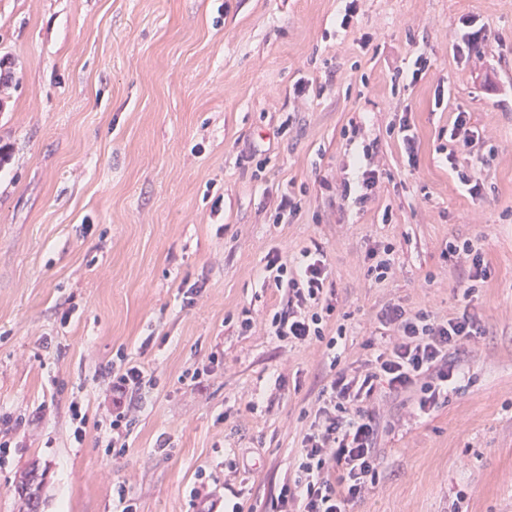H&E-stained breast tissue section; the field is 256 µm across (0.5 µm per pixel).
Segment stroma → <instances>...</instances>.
Listing matches in <instances>:
<instances>
[{"instance_id": "1", "label": "stroma", "mask_w": 512, "mask_h": 512, "mask_svg": "<svg viewBox=\"0 0 512 512\" xmlns=\"http://www.w3.org/2000/svg\"><path fill=\"white\" fill-rule=\"evenodd\" d=\"M345 5L0 0V438L12 443L0 512H19L16 477L33 465L42 512H115L120 483L139 512H196L195 488L268 512L330 361L322 345L268 336L280 294L261 285L265 254L292 263L322 247L333 317L348 329L340 365L355 369L380 338L383 304L441 320L456 311L461 274L446 245L457 238L489 265L474 297L486 333L460 350V381L428 413L416 388L379 398V479L350 510L512 512V0H357L342 31ZM468 17L491 29L480 62L453 51ZM420 54L422 80L394 85ZM460 110L486 137L472 150L478 199L437 151ZM405 111L413 168L388 134ZM370 144L378 184L366 203L340 200ZM290 189L301 212L274 223ZM386 243L393 269L378 282L368 250ZM245 309L255 327L242 336ZM120 352L150 382L117 456L105 393ZM206 363V381L184 379ZM74 401L88 418L80 443Z\"/></svg>"}]
</instances>
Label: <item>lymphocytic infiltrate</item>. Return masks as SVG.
I'll list each match as a JSON object with an SVG mask.
<instances>
[{"label":"lymphocytic infiltrate","instance_id":"obj_1","mask_svg":"<svg viewBox=\"0 0 512 512\" xmlns=\"http://www.w3.org/2000/svg\"><path fill=\"white\" fill-rule=\"evenodd\" d=\"M480 139L467 112H457L440 145L449 168L472 197L483 194L484 183L474 168L461 166L460 154ZM449 257L458 259L464 279L459 312L439 320L425 311L409 312L390 302L376 312L379 329L393 332L390 345L378 350L364 369H339L320 391L314 418L302 440L291 478L283 481L270 503V512H347L379 477L375 442L379 419L375 402L380 394L398 395L419 387L420 412H427L442 394L455 388L461 373L455 361L462 346L484 335L479 314L470 300L488 277L484 256L471 240H453ZM265 285L277 288L281 302L268 316L271 336L281 345L316 342L335 353L347 335L345 324L329 328L334 311L333 289L327 286L326 264L320 245L304 248L295 264L267 253ZM145 382L140 366L120 364L112 371V439L108 446L123 454L119 441L129 423L132 399Z\"/></svg>","mask_w":512,"mask_h":512}]
</instances>
